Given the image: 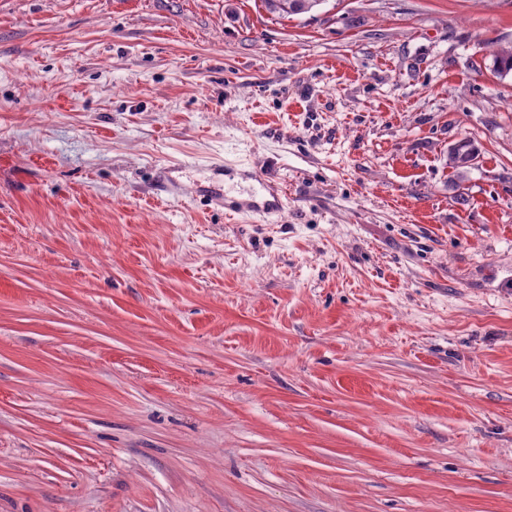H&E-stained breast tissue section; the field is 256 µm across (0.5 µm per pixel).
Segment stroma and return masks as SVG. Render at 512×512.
<instances>
[{
  "label": "stroma",
  "instance_id": "obj_1",
  "mask_svg": "<svg viewBox=\"0 0 512 512\" xmlns=\"http://www.w3.org/2000/svg\"><path fill=\"white\" fill-rule=\"evenodd\" d=\"M510 43L512 0H0V512H512ZM318 1L320 0H263L270 13L281 17L309 13L321 5ZM451 150L455 156L453 157L449 153L448 165L454 170V186L460 188L461 183L467 179L470 171L475 168L476 163L473 165V161L479 157L478 149L470 139H466L460 141ZM268 187V185H267ZM269 192L273 198V200H266L261 205L253 198L250 200H227L226 194L224 192V208H228L229 210L237 213H255V214H268L271 211L279 210L283 206V202L281 200L280 195L275 193L274 190H270Z\"/></svg>",
  "mask_w": 512,
  "mask_h": 512
}]
</instances>
